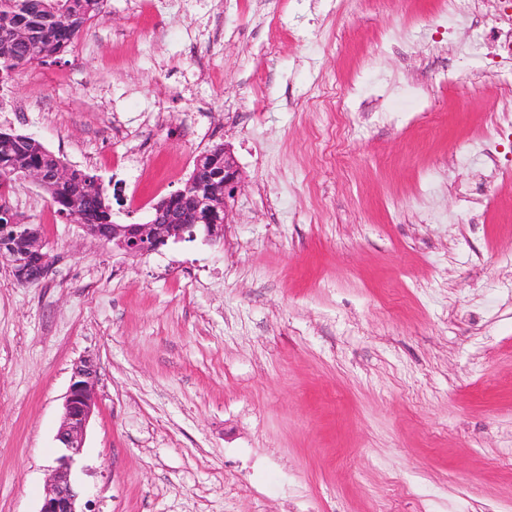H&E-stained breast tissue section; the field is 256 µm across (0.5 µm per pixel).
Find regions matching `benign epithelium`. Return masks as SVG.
Listing matches in <instances>:
<instances>
[{
    "mask_svg": "<svg viewBox=\"0 0 512 512\" xmlns=\"http://www.w3.org/2000/svg\"><path fill=\"white\" fill-rule=\"evenodd\" d=\"M208 157L223 161L224 182L217 191L208 186L206 173L212 168L206 163ZM241 184V168L231 147L224 143L195 160L187 190L179 189L157 200L147 223L112 225V247L127 256L142 257L171 241L196 237L200 225L204 226L205 239L217 243L224 238L225 225L232 223L231 201ZM28 250L25 259L19 261H11L0 252V261H8L13 278L20 280L23 273L19 266L31 261L37 266L38 278L44 279L54 264L49 244L41 240ZM97 379L98 364L94 358L87 357L76 364L56 435L60 455L51 469L39 512H79L80 493L72 479V468L82 453L86 428L94 412Z\"/></svg>",
    "mask_w": 512,
    "mask_h": 512,
    "instance_id": "7a95c632",
    "label": "benign epithelium"
}]
</instances>
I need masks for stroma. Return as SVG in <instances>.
I'll use <instances>...</instances> for the list:
<instances>
[{
  "mask_svg": "<svg viewBox=\"0 0 512 512\" xmlns=\"http://www.w3.org/2000/svg\"><path fill=\"white\" fill-rule=\"evenodd\" d=\"M442 0H108L0 90L150 220L229 144L233 222L126 257L13 207L56 260L0 262V512H38L75 363L90 512H512V79Z\"/></svg>",
  "mask_w": 512,
  "mask_h": 512,
  "instance_id": "obj_1",
  "label": "stroma"
}]
</instances>
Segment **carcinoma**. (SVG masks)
<instances>
[{
	"mask_svg": "<svg viewBox=\"0 0 512 512\" xmlns=\"http://www.w3.org/2000/svg\"><path fill=\"white\" fill-rule=\"evenodd\" d=\"M107 0H0V87L21 69L68 51L79 33L99 18ZM40 170L42 189L60 218L93 224L99 239L112 235L106 188L89 170L71 169L36 137L0 128V225L15 213L10 195L27 173Z\"/></svg>",
	"mask_w": 512,
	"mask_h": 512,
	"instance_id": "1",
	"label": "carcinoma"
}]
</instances>
